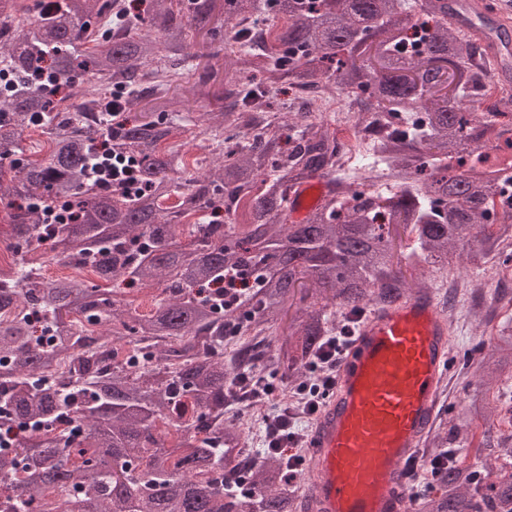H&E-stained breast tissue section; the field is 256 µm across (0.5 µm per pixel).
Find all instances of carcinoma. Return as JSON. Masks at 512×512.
<instances>
[{
	"instance_id": "carcinoma-1",
	"label": "carcinoma",
	"mask_w": 512,
	"mask_h": 512,
	"mask_svg": "<svg viewBox=\"0 0 512 512\" xmlns=\"http://www.w3.org/2000/svg\"><path fill=\"white\" fill-rule=\"evenodd\" d=\"M114 2L54 0L20 21L19 0H0V33L12 30L0 47V201L17 255L0 265V426L17 429L0 453V512H41L77 473L90 491L54 512H296L273 453L252 497L224 491L246 426L229 369H301L336 329L328 308L393 303L418 288L401 263L446 269L475 229L478 268L512 246L501 168L448 166L473 141L500 139V119L512 124V79L484 105L474 57L485 50L448 24L447 0H154L148 17L125 16L123 34L107 29ZM223 26L236 81L206 90L219 74L207 66L181 104L224 160L187 175L184 153L162 149L179 120L169 91L190 38ZM288 81L318 94L328 84L357 122H385L373 143L348 147L310 99L287 146L270 92ZM115 87L132 97L87 122L82 109ZM144 97L128 119V101ZM27 128L46 137L39 158L25 154ZM96 145L135 169V186L86 185ZM315 176L326 191L288 223V195ZM54 261L77 272L40 275ZM120 281L160 292L143 311ZM509 366L512 325L477 371L490 386ZM498 410L474 392L449 437ZM483 445L503 459L496 480L450 463L420 512H512V432Z\"/></svg>"
}]
</instances>
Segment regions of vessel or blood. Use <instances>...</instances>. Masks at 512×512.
Returning <instances> with one entry per match:
<instances>
[{
  "mask_svg": "<svg viewBox=\"0 0 512 512\" xmlns=\"http://www.w3.org/2000/svg\"><path fill=\"white\" fill-rule=\"evenodd\" d=\"M448 3L449 21L464 22L502 59L501 17L480 24L466 17V0ZM290 201L301 221L315 201L311 186ZM449 359L448 325L433 289L409 290L368 316L311 428L309 512H406L403 466L432 424Z\"/></svg>",
  "mask_w": 512,
  "mask_h": 512,
  "instance_id": "obj_1",
  "label": "vessel or blood"
}]
</instances>
